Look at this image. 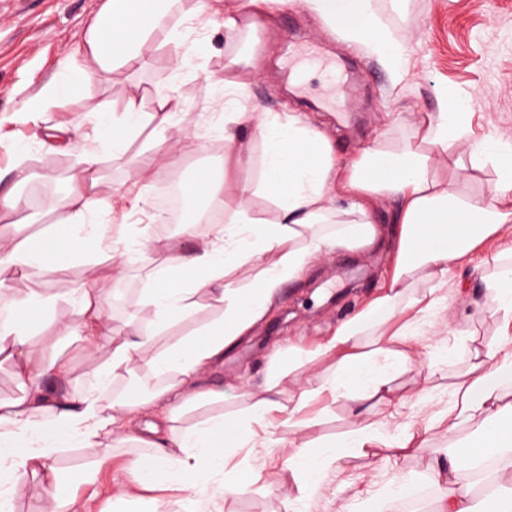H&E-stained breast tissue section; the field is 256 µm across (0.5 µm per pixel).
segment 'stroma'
I'll return each instance as SVG.
<instances>
[{"instance_id": "1", "label": "stroma", "mask_w": 512, "mask_h": 512, "mask_svg": "<svg viewBox=\"0 0 512 512\" xmlns=\"http://www.w3.org/2000/svg\"><path fill=\"white\" fill-rule=\"evenodd\" d=\"M102 3L0 0V194L13 191L25 196L20 237L67 224V213L46 212L43 203L71 176L74 158L66 146L86 144L93 110L111 99L113 87L134 83L149 95L155 88L177 85L187 106L186 133L175 139L173 150L190 165L198 160L216 164L227 147L217 110L205 99V85L207 78H223L225 66L237 55L251 59L250 65L237 69L251 104L272 115L295 112L318 121L331 137L337 156L345 160L371 144L384 131L389 116L399 118L393 135L402 137L413 124L443 111V91L454 92L465 102L462 120L467 128L455 152L465 164L457 172V187L463 196L473 198L486 194L498 180L495 162H485L478 169L469 168L467 162L472 141L493 137L512 142V0H374L381 34L407 47L396 67L370 48L346 40L310 11L305 0H278L266 27L253 39L231 41L223 29L208 26L189 32L177 50L149 44L145 49L148 70L135 76L114 71L96 84L77 88L37 120H12L11 112L20 100L50 81L65 78L72 49ZM297 37L313 44L323 61L341 63V70L301 74L288 63V41ZM179 52L192 58V69L178 70L175 55ZM17 143L27 149L24 162L33 184L29 191L15 167L18 159L12 147ZM140 147V142H133L126 153L104 165L102 191L136 193L130 160ZM501 247V242H490L470 262L449 272L441 291L444 301L419 339L424 351L446 340L445 377L428 384L418 365L408 366L395 381L405 404L375 408L365 418L375 430L377 456L343 458L339 468L326 475L324 494L301 505L299 512H359L361 501L372 494L385 496L386 512H435L440 490L432 480L429 460L446 453V426L435 427L425 448L416 453L391 458L387 445L397 423L419 425L447 415L454 401L452 383L470 364L474 346L495 347L503 338H512V325H505L484 306L479 278L480 266L490 264ZM393 260L394 250L388 243L333 253L313 264L303 279L285 284L272 313L213 370L212 381L224 393L218 411L233 415L242 410L247 401L240 396L239 386L258 391L274 355L291 347L310 351L331 336L341 321L385 287ZM163 267L159 258L149 265L135 261L123 277L109 281L108 327L121 328L142 308V280ZM68 333L59 321L49 319L35 330L30 343L35 356L61 353L68 358L69 389L75 392L86 386L90 370L106 353H81L69 343ZM352 421L343 403L320 398L304 411L296 435L275 429L272 447L262 450L254 464L277 471L293 445L318 446L336 440ZM399 476L412 483L409 499L390 494L391 483ZM133 479L127 456L120 451L96 485H78L74 491L90 512H140L137 503L113 504L119 487ZM287 493V483H258L234 499L215 500L214 506L219 512H281Z\"/></svg>"}]
</instances>
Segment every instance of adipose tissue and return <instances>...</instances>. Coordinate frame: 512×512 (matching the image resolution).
<instances>
[{
	"label": "adipose tissue",
	"mask_w": 512,
	"mask_h": 512,
	"mask_svg": "<svg viewBox=\"0 0 512 512\" xmlns=\"http://www.w3.org/2000/svg\"><path fill=\"white\" fill-rule=\"evenodd\" d=\"M308 5L349 40L372 47L390 62L404 56L401 44L380 36L372 0H308ZM216 16L228 35L251 36L259 26L251 10L241 4L225 7L223 0H104L76 44L78 65L67 78L23 99L16 114L36 117L69 97L75 86L92 85L114 69L141 71L148 65L143 52L148 41L159 37L179 44L182 31L207 26ZM238 87L232 70L208 81L207 96L224 112V138L236 145V167L249 166L251 153L235 130L255 123L265 144L262 186L274 196V220L251 214V183L229 185L206 171L182 185L185 196L199 202L182 226L183 235L199 241L192 254L152 236L145 225L114 230L115 202L96 189L103 158L94 146H76V172L44 203L45 210L67 211V226L22 244L0 236V365L12 368L17 389L15 397L0 400V512H15L20 487L32 479L42 487L41 512H78L72 485L95 483L112 458L113 442L126 436L137 444L128 460L137 481L122 486L117 501L141 500V489L153 487L177 493L176 512H205L214 498L244 493L237 473L251 465L257 449L270 447L273 421L299 427L308 403L328 395L346 403L354 426L336 448L303 445L289 459L291 491L281 505L283 512H293L322 491L327 472L339 460L338 449L352 457L373 456L375 436L363 417L371 408L393 404L394 373L421 360L427 381L443 378V356L424 359L417 350L422 319L438 309V291L452 267L488 241L512 236V147L492 141L472 146L471 163L496 161L499 179L486 195L466 198L455 178L438 175L436 164L438 158L452 157L466 134L458 113H435L404 139L375 140L344 161L317 126L291 115L256 113L237 98ZM116 94L121 111L100 105L92 137L110 143L119 155L131 138L150 129L148 146L136 155L138 171L149 172L158 156L170 153L181 131L185 100L177 88L158 89L154 108L147 112L136 91L120 88ZM228 189L239 199L236 209L222 225L204 226L210 211L223 209ZM378 198L399 203L391 231L395 251L389 284L316 349L290 350L287 369L270 374L260 392L249 396L242 414L219 412L187 422L197 406L222 400L209 371L267 316L285 284L299 280L314 258L368 246L381 236L370 216ZM78 235L94 253L108 257L114 276L124 275L129 262L149 261L157 254L166 269L143 282L145 314L134 315L116 333L104 323L107 289L97 274L69 288V302L82 315L75 330L81 351L106 347L110 355L92 370L88 388L54 395L48 384L68 382L70 363L58 355L34 359L28 338L59 297L47 289L19 292L13 276L65 272L77 257L73 239ZM265 253L275 254L272 265L243 285L230 282L234 271ZM481 280L487 303L512 320V247L495 255ZM205 308L214 310L211 320L191 336L152 351L142 322L164 329ZM474 359L455 387L448 430L469 425L475 435L433 461L434 479L442 488L437 512H476L473 483L464 473L492 454L500 461L490 474L494 512H512V354L489 349L475 352ZM320 361L327 364L321 375L284 391L286 371ZM143 370L159 378L158 387L148 391L131 383V376ZM122 378L128 381L123 394L110 399L113 382ZM150 410L153 421L134 428V421ZM67 448H94L99 455L86 469L69 474L57 467Z\"/></svg>",
	"instance_id": "obj_1"
}]
</instances>
